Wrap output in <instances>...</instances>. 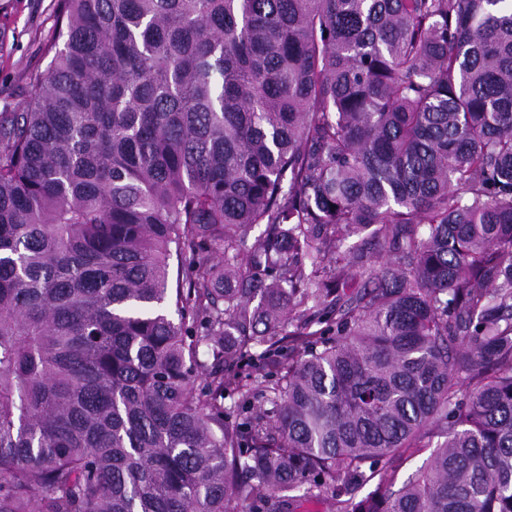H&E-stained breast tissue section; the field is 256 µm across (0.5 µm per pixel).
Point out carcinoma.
<instances>
[{
    "label": "carcinoma",
    "mask_w": 512,
    "mask_h": 512,
    "mask_svg": "<svg viewBox=\"0 0 512 512\" xmlns=\"http://www.w3.org/2000/svg\"><path fill=\"white\" fill-rule=\"evenodd\" d=\"M57 28L0 112V512H512V0Z\"/></svg>",
    "instance_id": "obj_1"
}]
</instances>
